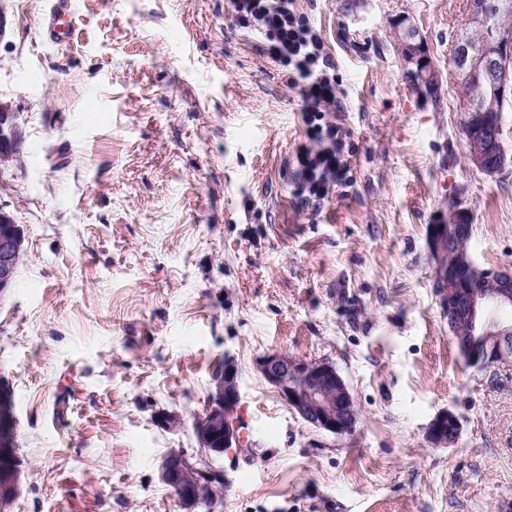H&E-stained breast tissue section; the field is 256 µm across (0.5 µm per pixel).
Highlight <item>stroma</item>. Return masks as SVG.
<instances>
[{"mask_svg": "<svg viewBox=\"0 0 512 512\" xmlns=\"http://www.w3.org/2000/svg\"><path fill=\"white\" fill-rule=\"evenodd\" d=\"M49 6L0 0V100L24 134L0 209L26 249L0 300L22 461L0 512H178L158 464L197 455L228 354L248 448L210 461L214 512H512V376L464 364L427 249L457 203L477 264L512 266V170L464 155L448 56L463 0H296L349 134L350 180L317 202L291 167L309 142L298 92L229 0H74L67 47L43 34ZM404 19L435 91L407 73ZM271 352L335 366L354 430L288 409L256 368ZM446 410L449 447L426 437ZM460 423L458 417L449 411L437 415L430 423L427 436L438 446H451L459 437Z\"/></svg>", "mask_w": 512, "mask_h": 512, "instance_id": "stroma-1", "label": "stroma"}]
</instances>
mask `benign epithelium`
Instances as JSON below:
<instances>
[{"instance_id":"1","label":"benign epithelium","mask_w":512,"mask_h":512,"mask_svg":"<svg viewBox=\"0 0 512 512\" xmlns=\"http://www.w3.org/2000/svg\"><path fill=\"white\" fill-rule=\"evenodd\" d=\"M489 0H465L462 27L479 34L476 40L451 42L448 54L458 75V91L464 94L474 76L488 88L481 109L465 118L464 153L469 163L494 177L512 166V154L502 140L501 114L512 102V30L489 23ZM397 37L406 48L405 62L415 85L430 91L438 75L426 67L418 29L406 20L397 27ZM21 139L16 113L0 102V163L6 164L18 151ZM470 213L457 206L449 224H431L427 245L435 261L434 288L444 318L454 335L464 361L477 370L512 368V267L484 269L470 252L458 253L461 241L471 238ZM22 235L12 215L0 209V297L14 285L21 264ZM257 370L290 410L313 427L342 435L353 430L357 419L354 399L332 364L305 361L284 353H270L257 363ZM241 370L234 356L210 377L205 414L192 426L198 450L208 460L223 457L231 448L242 447L240 418ZM458 417L444 411L430 423L427 436L438 446H451L459 437ZM17 436L15 401L8 385L0 383V505H9L18 492V464L14 450ZM198 468L186 454L168 452L159 468V480L176 492L182 512H197L204 506L198 491Z\"/></svg>"}]
</instances>
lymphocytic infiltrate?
<instances>
[{"label":"lymphocytic infiltrate","instance_id":"lymphocytic-infiltrate-1","mask_svg":"<svg viewBox=\"0 0 512 512\" xmlns=\"http://www.w3.org/2000/svg\"><path fill=\"white\" fill-rule=\"evenodd\" d=\"M231 3L236 27L262 38L267 56L285 71L289 86L299 93L312 141L296 154L299 193L311 201L323 200L349 171L344 154L346 134L331 118L339 109L336 66L294 0Z\"/></svg>","mask_w":512,"mask_h":512}]
</instances>
